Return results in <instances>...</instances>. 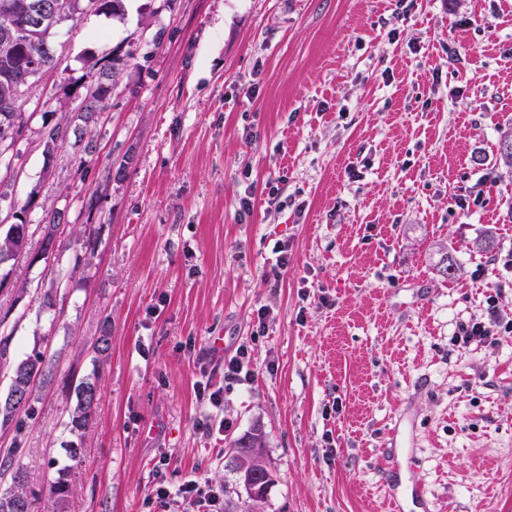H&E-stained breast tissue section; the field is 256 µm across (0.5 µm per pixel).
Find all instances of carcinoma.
<instances>
[{
    "mask_svg": "<svg viewBox=\"0 0 512 512\" xmlns=\"http://www.w3.org/2000/svg\"><path fill=\"white\" fill-rule=\"evenodd\" d=\"M96 5V14L120 15L123 12V0H91ZM86 0H69V9L64 15H54L47 11L36 27L22 34L0 21V139H10L21 133L26 125V117L17 106L8 111L13 96V79L31 64L40 66L45 71L59 69L60 57L55 51L47 50L51 45V37L63 23H75L84 15ZM117 60L110 59L91 84L78 104L77 112L85 129H90L99 122L108 107L112 94L114 77L116 76ZM69 123L66 119L49 128L44 137V152L50 156L59 144L68 139ZM63 213L53 210L46 214L41 251L55 249L56 234L63 224ZM29 241V225L20 222L8 225L5 233L0 234V256L9 255L16 260L26 251ZM57 373V362L42 352H36L26 359L11 366L10 384L5 396L0 397V424H15L16 429L22 427V417L34 415L32 398L39 391L50 386ZM76 406L69 414L66 426L69 431L84 439L86 430L92 422L99 401V385L95 377H83L74 388ZM9 477V490L0 494V512H35L39 500L34 488V480L26 464L18 456V449H0V477ZM44 482L49 492L57 500L63 502L71 494L70 484L63 477L57 478L50 474L44 475Z\"/></svg>",
    "mask_w": 512,
    "mask_h": 512,
    "instance_id": "1",
    "label": "carcinoma"
}]
</instances>
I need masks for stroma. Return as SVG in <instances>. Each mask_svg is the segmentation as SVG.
<instances>
[{"label": "stroma", "instance_id": "1", "mask_svg": "<svg viewBox=\"0 0 512 512\" xmlns=\"http://www.w3.org/2000/svg\"><path fill=\"white\" fill-rule=\"evenodd\" d=\"M124 6L57 31L67 71L46 73L0 157V231L22 219L32 233L0 267L10 359L43 351L100 384L82 461L65 426L75 394L44 389L23 431L0 426V448L73 489L42 494L38 512H197L156 495L187 476L218 512H386L394 456L423 494L406 512H512V332L455 341L459 323L488 321L489 294L512 319V169L498 152L512 0ZM113 57L93 152L70 139L45 156L44 130L64 114L80 127ZM51 210L65 222L45 259ZM85 224L88 263L72 236ZM242 345L251 379L224 391ZM256 428L272 480L254 502L229 449ZM110 64L104 68L91 84V89L87 91L78 104L77 112L79 119L85 126V133L90 132V128L96 126L101 119L103 112L108 107V101L112 94L114 77L116 76L117 59H110Z\"/></svg>", "mask_w": 512, "mask_h": 512}]
</instances>
